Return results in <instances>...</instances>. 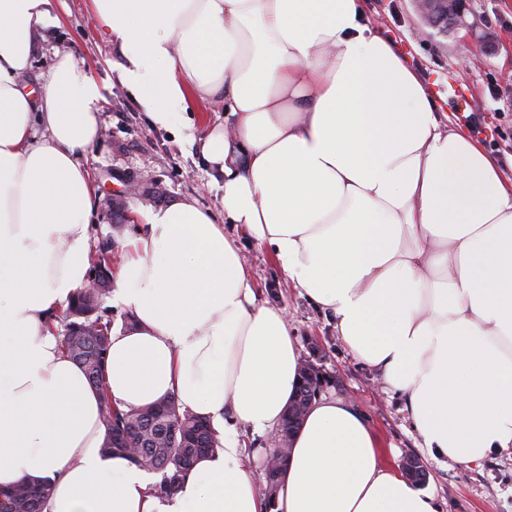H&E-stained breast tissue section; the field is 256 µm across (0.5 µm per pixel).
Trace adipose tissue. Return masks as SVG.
<instances>
[{
    "label": "adipose tissue",
    "instance_id": "1",
    "mask_svg": "<svg viewBox=\"0 0 512 512\" xmlns=\"http://www.w3.org/2000/svg\"><path fill=\"white\" fill-rule=\"evenodd\" d=\"M49 0H0V488L48 483L43 512H439L366 416L316 398L266 503L240 428L280 426L301 354L232 224L398 392L431 456L470 466L512 449V188L448 124L361 0H93L116 70L153 125L224 103L200 154L223 223L187 198L133 210L114 276L133 327L112 334L114 402L173 396L224 443L168 495L104 456L101 399L49 321L88 277L102 88L53 54L23 80Z\"/></svg>",
    "mask_w": 512,
    "mask_h": 512
}]
</instances>
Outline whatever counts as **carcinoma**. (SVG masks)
I'll return each instance as SVG.
<instances>
[{
  "label": "carcinoma",
  "instance_id": "obj_1",
  "mask_svg": "<svg viewBox=\"0 0 512 512\" xmlns=\"http://www.w3.org/2000/svg\"><path fill=\"white\" fill-rule=\"evenodd\" d=\"M112 237L92 252L89 271L109 267ZM110 290L91 294L79 289L63 313L61 347L87 375L102 396L106 437L101 451L120 454L138 466L149 464L160 475L154 489L173 492L183 476L204 455L222 447L211 423L184 409L173 396L141 408L120 409L106 387V357L112 339V314L103 306ZM48 486L22 481L0 489V512H42Z\"/></svg>",
  "mask_w": 512,
  "mask_h": 512
}]
</instances>
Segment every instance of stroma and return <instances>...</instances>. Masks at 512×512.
<instances>
[{"instance_id":"obj_1","label":"stroma","mask_w":512,"mask_h":512,"mask_svg":"<svg viewBox=\"0 0 512 512\" xmlns=\"http://www.w3.org/2000/svg\"><path fill=\"white\" fill-rule=\"evenodd\" d=\"M363 7L371 25L392 41L417 72L437 111L450 121L473 112L512 114V0H468L467 17L476 31L494 33L499 39V49L492 55L478 53L475 43L462 35L424 26L413 0H363ZM48 10L50 20L40 29L42 41L25 81L27 88L38 89L47 79L58 49L83 61L103 87L100 141L84 159L96 187L90 217L93 244L108 237L115 251H122L131 226L126 223L111 230L106 199L123 189L129 177L157 181L163 206L183 197L196 199L235 238L264 299L285 312L302 355H316L326 378L322 395L355 403L381 438L386 456L400 463L410 456L417 458L428 473L424 487L434 495L440 512H512V454L504 452L470 467L432 459L407 417L402 398L388 392L377 374L355 361L333 322L291 288L267 249L225 223L224 190L212 182L198 151L203 132L223 117V103L199 100L193 107V122L181 117L168 129L152 126L112 69L122 59L120 47L94 17L91 0H50ZM463 56L469 57L468 66H459Z\"/></svg>"}]
</instances>
